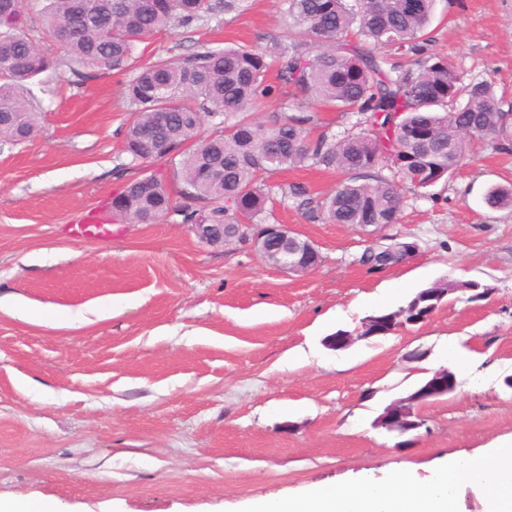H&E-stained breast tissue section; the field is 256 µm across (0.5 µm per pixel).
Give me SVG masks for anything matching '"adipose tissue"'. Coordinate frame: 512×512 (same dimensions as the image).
Masks as SVG:
<instances>
[{
	"mask_svg": "<svg viewBox=\"0 0 512 512\" xmlns=\"http://www.w3.org/2000/svg\"><path fill=\"white\" fill-rule=\"evenodd\" d=\"M466 486L479 491L482 512H512V442L446 456L425 479L366 476L341 490L320 485L290 499L263 498L249 512H459L457 492Z\"/></svg>",
	"mask_w": 512,
	"mask_h": 512,
	"instance_id": "1",
	"label": "adipose tissue"
}]
</instances>
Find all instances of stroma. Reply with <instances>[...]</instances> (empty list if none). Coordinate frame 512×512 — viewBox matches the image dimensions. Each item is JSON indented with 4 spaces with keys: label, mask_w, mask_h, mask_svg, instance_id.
I'll list each match as a JSON object with an SVG mask.
<instances>
[{
    "label": "stroma",
    "mask_w": 512,
    "mask_h": 512,
    "mask_svg": "<svg viewBox=\"0 0 512 512\" xmlns=\"http://www.w3.org/2000/svg\"><path fill=\"white\" fill-rule=\"evenodd\" d=\"M434 52L463 82L489 81L512 108V0H437ZM288 38L281 0L138 42L121 73L86 79L60 65L34 87L41 128L29 142L0 141V296L31 306L26 321L0 309V499L46 498L62 512H245L259 498L343 487L367 473L426 477L450 453L473 455L512 440V209L484 202L512 182V153L475 143L448 181L407 196L390 234L414 241L409 262L371 272L353 265L359 228L313 222L292 199L277 223L315 242V270L285 274L250 246L201 243L176 214L151 224L113 216L112 197L148 172L125 152L126 84L140 66L208 47ZM318 113L333 132L340 113L278 95L256 105ZM339 173L297 167L271 176L328 194ZM95 216L111 236L81 240ZM491 286L482 301L449 295L426 322L370 339L362 321L448 281ZM112 315L78 328L69 316L103 303ZM356 334L334 349L327 336ZM463 358L455 392L426 404V427L399 448L374 419L447 364ZM311 351L288 370L289 351ZM425 351L422 361L408 351Z\"/></svg>",
    "instance_id": "obj_1"
}]
</instances>
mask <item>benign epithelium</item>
Returning <instances> with one entry per match:
<instances>
[{"label":"benign epithelium","mask_w":512,"mask_h":512,"mask_svg":"<svg viewBox=\"0 0 512 512\" xmlns=\"http://www.w3.org/2000/svg\"><path fill=\"white\" fill-rule=\"evenodd\" d=\"M217 224H193L191 230L198 240L206 245L215 247L224 244V233L218 231ZM388 228L386 224H376L374 229L366 232L369 238L367 248L373 255L374 266L384 270L393 266V260L400 252L405 257H412L418 250L414 241H398L396 237H388L382 231ZM244 233L248 244L253 247L270 266L283 273L294 274L312 270L320 262L321 255L316 245L307 239H303L291 227L286 224H246ZM376 319H367L363 322L362 334L370 332L374 337L404 328L409 322L394 320L390 325L379 329ZM456 387V375L448 368H442L426 380L415 392L396 399L387 405L375 420L374 426L383 428L389 432L404 435L411 431H417L423 424L416 420L420 408L427 401L448 394V388Z\"/></svg>","instance_id":"obj_1"}]
</instances>
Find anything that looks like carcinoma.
Returning <instances> with one entry per match:
<instances>
[{
    "label": "carcinoma",
    "mask_w": 512,
    "mask_h": 512,
    "mask_svg": "<svg viewBox=\"0 0 512 512\" xmlns=\"http://www.w3.org/2000/svg\"><path fill=\"white\" fill-rule=\"evenodd\" d=\"M0 0V141L19 144L39 129L31 86L54 75L58 58L33 38L28 13ZM236 0H35L70 69L123 70L136 43L171 26L188 27L235 7ZM436 0H284L291 32L271 46L201 49L159 58L125 88L132 112L125 142L131 161L164 167L134 179L112 199L130 223L175 212L185 224L224 225V244L244 243L234 225L267 223L276 196L265 178L297 166L345 175L328 195L300 185L280 190L308 218L333 224H396L406 188L418 193L448 179L478 136L512 152V114L492 83H464L448 60L428 52ZM417 56L415 66L389 62ZM278 84L268 83L272 65ZM288 89L356 122L314 133L312 113L257 120L263 98ZM217 118L202 135L205 117ZM388 169L389 175L381 173ZM512 208V186L485 195Z\"/></svg>",
    "instance_id": "carcinoma-1"
}]
</instances>
